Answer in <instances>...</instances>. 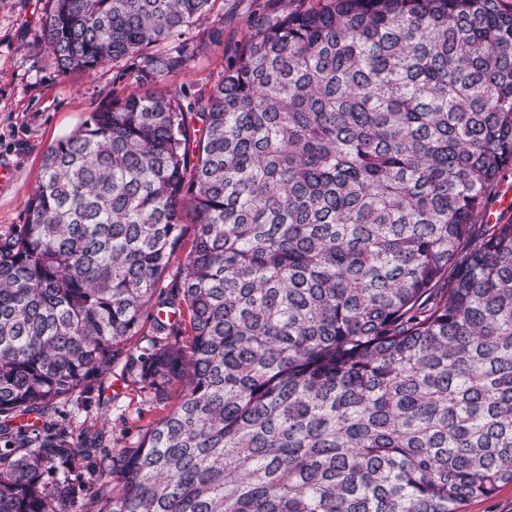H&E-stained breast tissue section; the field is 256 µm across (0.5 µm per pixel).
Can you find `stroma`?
Returning a JSON list of instances; mask_svg holds the SVG:
<instances>
[{
    "label": "stroma",
    "instance_id": "stroma-1",
    "mask_svg": "<svg viewBox=\"0 0 512 512\" xmlns=\"http://www.w3.org/2000/svg\"><path fill=\"white\" fill-rule=\"evenodd\" d=\"M46 2L0 0V162L16 169L15 181L0 186V233L25 223L26 202L40 180L47 147L72 133L91 112L124 97L144 65L142 57L132 56L90 71L60 72L39 46ZM285 6L284 0H216L209 18L188 33L199 51L160 77L157 89L209 94L224 72L225 51L248 37L257 17L276 18ZM175 405L172 399L157 401L117 365L101 382L98 404L62 406L55 419L76 435L89 426L101 430L103 447L134 448Z\"/></svg>",
    "mask_w": 512,
    "mask_h": 512
}]
</instances>
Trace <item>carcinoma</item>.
<instances>
[{
  "label": "carcinoma",
  "instance_id": "cac0c4a2",
  "mask_svg": "<svg viewBox=\"0 0 512 512\" xmlns=\"http://www.w3.org/2000/svg\"><path fill=\"white\" fill-rule=\"evenodd\" d=\"M214 2L47 0L60 72L151 53L47 148L0 235V512H67L99 432L80 444L48 412L91 405L119 360L161 400L185 386L106 454L88 512L492 496L512 483V218L485 221L512 170V9L330 0L256 25L207 98L154 90ZM188 193L193 245L162 298Z\"/></svg>",
  "mask_w": 512,
  "mask_h": 512
}]
</instances>
